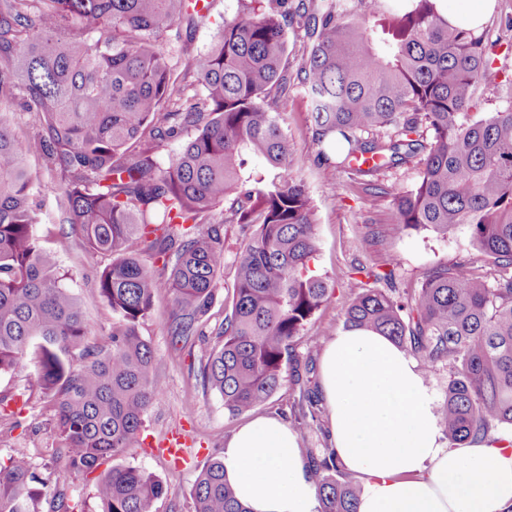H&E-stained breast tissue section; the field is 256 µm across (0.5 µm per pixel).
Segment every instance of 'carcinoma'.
Wrapping results in <instances>:
<instances>
[{"label":"carcinoma","instance_id":"cac0c4a2","mask_svg":"<svg viewBox=\"0 0 512 512\" xmlns=\"http://www.w3.org/2000/svg\"><path fill=\"white\" fill-rule=\"evenodd\" d=\"M240 0L238 14L196 64L199 97L172 77L160 39L175 31L183 52L203 19L196 0H0V105L39 117L18 143L0 120V374L34 360L32 391L52 408L54 470L25 454L0 463V512H74L61 472H84L138 438L162 389L142 325L165 290L172 345L200 333L224 274V228L247 241L236 256L232 296L217 344L197 377L234 417L282 385L284 360L331 290L309 271L316 218L288 163V133L274 110L288 90V29L304 30L296 78L313 103L316 161L352 167L362 192L384 194L379 173L417 161L420 181L393 192L383 233H469L492 265L488 277L452 264L427 270L411 301L361 288L345 325L410 347L425 369L446 361L441 412L453 445L512 428V101L473 115L476 93L495 80L496 43L448 24L435 0ZM187 135L166 167L157 141ZM29 156L58 166L66 223L86 248L112 257L97 281L112 308L105 336L90 335L63 284L58 254L33 233ZM261 156L272 179L248 168ZM218 222H208L229 195ZM377 284L394 271L361 266ZM318 512H357L361 485L333 448L307 451ZM160 478L136 467L99 476L101 512H152ZM193 512H250L224 479L220 457L200 471Z\"/></svg>","mask_w":512,"mask_h":512}]
</instances>
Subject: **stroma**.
I'll list each match as a JSON object with an SVG mask.
<instances>
[{
	"mask_svg": "<svg viewBox=\"0 0 512 512\" xmlns=\"http://www.w3.org/2000/svg\"><path fill=\"white\" fill-rule=\"evenodd\" d=\"M207 19L197 26L190 57L175 61L174 73L196 94V61L211 47L226 19L238 10V0H207ZM496 44L494 65L500 72L501 86L482 91L483 109L495 111L512 97V0H495L494 8L481 28ZM283 127L290 142V161L298 180L308 188L316 212L318 252L310 267L316 274L329 277L336 288L333 296L316 313L312 322L293 342L294 363L285 365L282 387L265 404L251 410L249 416H279L299 409L301 398L296 382V368L309 367L307 384L320 388V362L330 341L345 328V313L358 287L351 278L358 263L386 265L389 258L399 261L395 282L400 296L407 297L419 288L428 269L448 263H463L489 272L479 254L469 244L467 232L441 238L426 231H412L401 237L381 234L380 228L392 216L390 197H369L357 187L352 170L318 165L317 147L312 140L311 105L300 86H292L278 103ZM30 192L38 205L34 233L43 247H54L59 236L69 234L64 223L56 185L57 169L51 162L29 158ZM376 230L372 240H364L369 230ZM244 243L237 226L224 234V274L219 278L214 302L201 336L195 337L190 351L177 352L170 345L165 327L169 298L159 295L155 311L146 320L143 334L149 340L158 362L163 390L150 407L138 443L113 458L116 466H134L158 476L166 486L165 494L155 501L153 512H193L191 491L203 465L222 452L227 437L249 416H229L219 395L204 391L197 376L198 360L214 344L224 319V303L232 293L235 258ZM111 262L110 257L84 250L73 241L60 255L64 285L81 301L93 335L108 332L112 310L100 297L96 282L99 273ZM51 411L39 396H32L18 417L0 418V460L26 454L36 472L44 473L53 463L55 453L50 427ZM186 433L194 448L191 462L176 467L153 454L155 444L172 431Z\"/></svg>",
	"mask_w": 512,
	"mask_h": 512,
	"instance_id": "35a3bbf8",
	"label": "stroma"
}]
</instances>
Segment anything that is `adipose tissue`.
<instances>
[{"label":"adipose tissue","instance_id":"ef3b65f1","mask_svg":"<svg viewBox=\"0 0 512 512\" xmlns=\"http://www.w3.org/2000/svg\"><path fill=\"white\" fill-rule=\"evenodd\" d=\"M320 385L336 452L363 486L358 512H512V451L488 442L446 448L432 389L388 337L340 331L323 354ZM222 459L251 512H318L288 422L241 424Z\"/></svg>","mask_w":512,"mask_h":512}]
</instances>
